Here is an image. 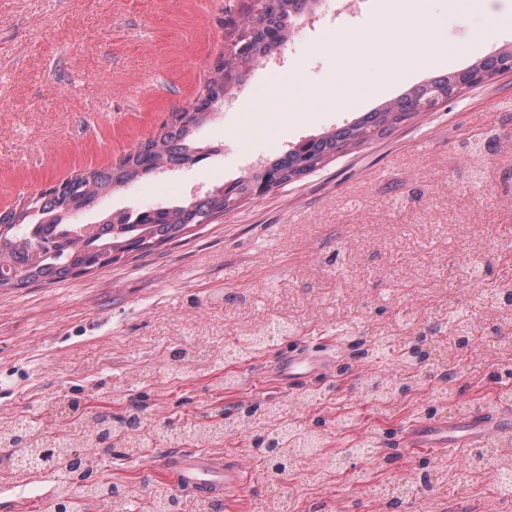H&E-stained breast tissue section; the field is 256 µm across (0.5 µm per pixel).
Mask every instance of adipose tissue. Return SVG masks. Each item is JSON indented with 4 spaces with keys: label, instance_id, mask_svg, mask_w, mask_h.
I'll return each mask as SVG.
<instances>
[{
    "label": "adipose tissue",
    "instance_id": "1",
    "mask_svg": "<svg viewBox=\"0 0 512 512\" xmlns=\"http://www.w3.org/2000/svg\"><path fill=\"white\" fill-rule=\"evenodd\" d=\"M433 3L434 0H401L403 21L389 36L396 53L383 70V83L396 82L407 73L423 69L430 56L446 51V44L436 39L435 34L451 15L463 12H482L487 15V24L471 34V41L475 44L487 43L502 26L512 22V15L491 11L487 0H445L444 7L440 10L434 9ZM424 30L431 32V39H421L420 33ZM372 40V35L367 32L351 39L333 87L305 93L298 75L293 73L288 77L287 86L274 95L273 106H285L293 112H313L325 107L346 106L347 101L340 89L356 77V58L361 49Z\"/></svg>",
    "mask_w": 512,
    "mask_h": 512
}]
</instances>
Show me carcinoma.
Here are the masks:
<instances>
[{
    "instance_id": "cac0c4a2",
    "label": "carcinoma",
    "mask_w": 512,
    "mask_h": 512,
    "mask_svg": "<svg viewBox=\"0 0 512 512\" xmlns=\"http://www.w3.org/2000/svg\"><path fill=\"white\" fill-rule=\"evenodd\" d=\"M313 0H276L257 25L248 26L246 54L223 59L215 76L210 78L201 97L207 103L190 104L188 112H174L156 135L139 142L115 164L86 169L76 173L61 186H51L31 194L7 211H0V288H26L31 284H54L89 270H102L124 255L146 252L177 240L186 229L207 224L224 215L235 202L256 194L257 189L275 182L283 185L351 144H358L374 133H382L412 112L434 107L463 89L485 78L508 71L507 59L512 49L483 58L479 64L462 71L434 76L398 99L368 112L352 124L299 141L296 147L257 164L248 174L230 183L229 191L218 186L200 196L188 198L173 206H159L143 211H120L106 214L95 224H76L74 217L92 210L99 200L113 192L148 177L171 171L170 165L183 168L219 153L215 147L198 139V130L210 120V103L224 102L234 87L243 84L246 68L264 57L276 54L287 41L294 17L309 9ZM452 330L447 340L436 334L442 326ZM473 321L461 310L448 308L441 323L428 327V334L389 339L374 336L356 343L351 356L368 364L389 360L402 369L394 375L371 374L362 380L377 412L389 415L399 396L412 389L414 376L406 374L434 358L441 379L451 382L458 371L444 367L448 356L458 358L472 348ZM271 332L264 326L242 339L237 359L249 362L268 347ZM435 344L433 350L424 349ZM326 390H308L294 405L285 408L272 396L246 409L233 413L216 408L205 419L183 430L180 436L199 444L220 442L226 434L244 432L251 437L254 450L268 457L275 470H291L298 458L310 452L320 456L325 447V422L317 418L301 424L297 417L306 407L321 401ZM376 429L366 431L355 442L336 450L330 464L345 470L354 459H380L390 463L394 455L381 446ZM115 438L125 449L124 457L135 456L143 448H153L165 440L157 426L145 424L137 406L115 416L110 411L87 413L78 419L68 437L48 438L33 421L0 425V448L20 455H30L46 473L56 477V497H68L71 508L78 500L104 499L120 495L115 483L92 479L81 449L95 448L103 438ZM442 461L428 462L422 467L421 487L431 495L443 482ZM150 512H168L176 491L153 480L145 481Z\"/></svg>"
}]
</instances>
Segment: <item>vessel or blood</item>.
Here are the masks:
<instances>
[{"label":"vessel or blood","instance_id":"1","mask_svg":"<svg viewBox=\"0 0 512 512\" xmlns=\"http://www.w3.org/2000/svg\"><path fill=\"white\" fill-rule=\"evenodd\" d=\"M328 357H314L304 351L292 352L287 361L276 364L280 379L289 384H306L323 374ZM512 432V411L496 414L477 411L464 418L413 424L407 437L411 455L442 453L448 448L479 446ZM169 478L183 491L196 497L235 489L243 481L241 471L223 457L202 450H190L164 463Z\"/></svg>","mask_w":512,"mask_h":512}]
</instances>
